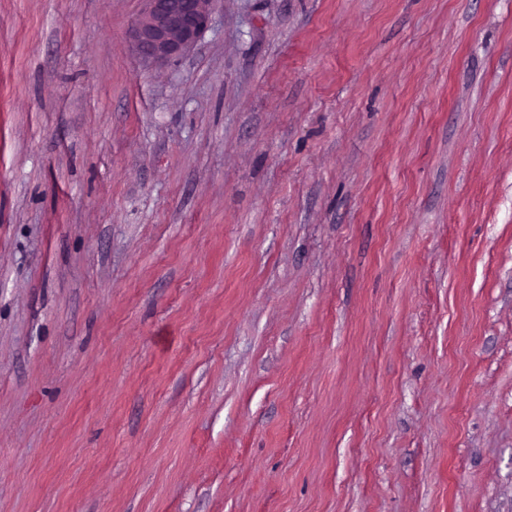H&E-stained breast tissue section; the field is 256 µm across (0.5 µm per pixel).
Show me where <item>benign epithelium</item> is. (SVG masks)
Listing matches in <instances>:
<instances>
[{
	"instance_id": "1",
	"label": "benign epithelium",
	"mask_w": 512,
	"mask_h": 512,
	"mask_svg": "<svg viewBox=\"0 0 512 512\" xmlns=\"http://www.w3.org/2000/svg\"><path fill=\"white\" fill-rule=\"evenodd\" d=\"M132 39L138 56L157 64L180 56L207 30L216 0H145Z\"/></svg>"
}]
</instances>
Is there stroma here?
Here are the masks:
<instances>
[{"instance_id": "obj_1", "label": "stroma", "mask_w": 512, "mask_h": 512, "mask_svg": "<svg viewBox=\"0 0 512 512\" xmlns=\"http://www.w3.org/2000/svg\"><path fill=\"white\" fill-rule=\"evenodd\" d=\"M0 0V512H512V0ZM132 39L138 56L157 64L180 56L207 30L216 0H145Z\"/></svg>"}]
</instances>
